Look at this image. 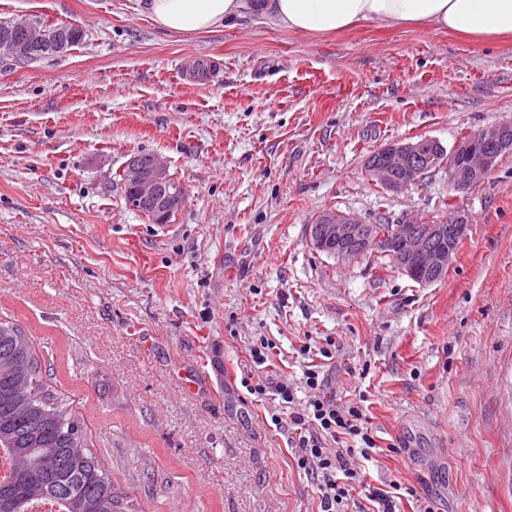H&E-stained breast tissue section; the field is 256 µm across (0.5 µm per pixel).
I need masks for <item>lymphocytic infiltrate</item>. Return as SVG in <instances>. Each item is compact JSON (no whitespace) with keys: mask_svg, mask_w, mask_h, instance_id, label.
Listing matches in <instances>:
<instances>
[{"mask_svg":"<svg viewBox=\"0 0 512 512\" xmlns=\"http://www.w3.org/2000/svg\"><path fill=\"white\" fill-rule=\"evenodd\" d=\"M309 397L295 408L292 385L259 379L247 383L256 397L274 395L289 410V424L299 448L296 464L316 481L320 512H347L353 492L365 486L362 461L372 460L380 450L359 403L340 404L327 392L328 379L318 364L303 372ZM336 442L328 449L326 441Z\"/></svg>","mask_w":512,"mask_h":512,"instance_id":"obj_1","label":"lymphocytic infiltrate"}]
</instances>
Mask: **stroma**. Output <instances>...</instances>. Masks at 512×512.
I'll return each mask as SVG.
<instances>
[{
    "mask_svg": "<svg viewBox=\"0 0 512 512\" xmlns=\"http://www.w3.org/2000/svg\"><path fill=\"white\" fill-rule=\"evenodd\" d=\"M143 3L0 0V21L85 33L62 55L0 61V320L30 337L130 512H318L271 422L287 410L241 380L305 399L302 350L330 336L329 387L362 401L382 449L368 485L415 487L402 512L420 495L435 512H512V155L466 192L442 169L401 192L366 171L386 144L449 149L512 122V41L310 37L251 13L180 35ZM140 151L187 190L167 223L125 201ZM454 208L467 236L430 286L308 238L327 209L394 224Z\"/></svg>",
    "mask_w": 512,
    "mask_h": 512,
    "instance_id": "obj_1",
    "label": "stroma"
}]
</instances>
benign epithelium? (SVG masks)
Listing matches in <instances>:
<instances>
[{"mask_svg": "<svg viewBox=\"0 0 512 512\" xmlns=\"http://www.w3.org/2000/svg\"><path fill=\"white\" fill-rule=\"evenodd\" d=\"M27 34L20 41L8 32L0 33V59H16L32 46L51 43L57 48L65 44L59 31L38 27L29 20L12 24ZM512 154V125L503 123L460 139L451 150L437 140L421 138L391 143L377 150L376 160H369V177L391 191H401L421 183L424 175L436 168L448 172V184L456 191L469 190L484 182L498 159ZM124 181L135 193L138 206L151 209L160 223L185 204L187 193L173 182L167 166L151 153H135L123 169ZM469 224L463 214H454L435 224L405 217L392 225L390 232L375 236L371 226L357 216L326 210L309 225V241L317 251L339 261L360 259L368 253H389L398 258L401 270L421 285L443 280L456 251L437 246L448 238L461 240L467 236Z\"/></svg>", "mask_w": 512, "mask_h": 512, "instance_id": "obj_1", "label": "benign epithelium"}]
</instances>
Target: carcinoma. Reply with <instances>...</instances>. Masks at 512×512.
Masks as SVG:
<instances>
[{"label":"carcinoma","mask_w":512,"mask_h":512,"mask_svg":"<svg viewBox=\"0 0 512 512\" xmlns=\"http://www.w3.org/2000/svg\"><path fill=\"white\" fill-rule=\"evenodd\" d=\"M0 512H32L37 502L58 512H127L112 478L87 447L81 420L40 377L32 341L0 322Z\"/></svg>","instance_id":"1"}]
</instances>
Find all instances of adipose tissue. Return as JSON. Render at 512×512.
<instances>
[{
  "mask_svg": "<svg viewBox=\"0 0 512 512\" xmlns=\"http://www.w3.org/2000/svg\"><path fill=\"white\" fill-rule=\"evenodd\" d=\"M155 24L175 33L216 29L247 7L285 29L310 36L339 34L371 23L426 27L477 41L512 37V0H147Z\"/></svg>",
  "mask_w": 512,
  "mask_h": 512,
  "instance_id": "1",
  "label": "adipose tissue"
}]
</instances>
